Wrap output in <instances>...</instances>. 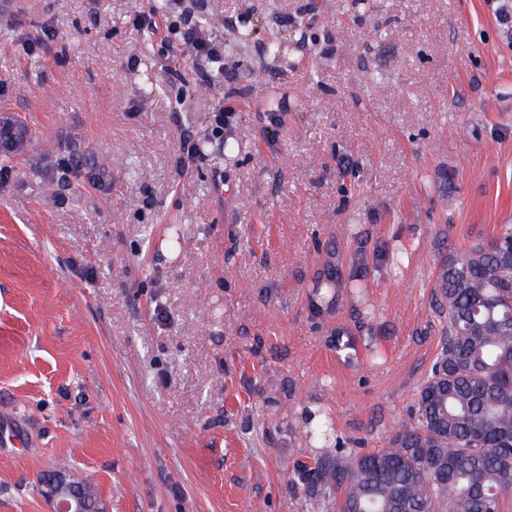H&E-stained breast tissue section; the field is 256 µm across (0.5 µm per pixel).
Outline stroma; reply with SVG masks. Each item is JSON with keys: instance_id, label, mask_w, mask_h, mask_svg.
Here are the masks:
<instances>
[{"instance_id": "35a3bbf8", "label": "stroma", "mask_w": 512, "mask_h": 512, "mask_svg": "<svg viewBox=\"0 0 512 512\" xmlns=\"http://www.w3.org/2000/svg\"><path fill=\"white\" fill-rule=\"evenodd\" d=\"M201 3L225 40L258 23L222 140L134 30L147 0H37L0 35V111L31 135L0 159V433L25 442L0 445V512H52L60 462L105 512H313L302 409L382 447L446 339L442 260L512 224V0ZM181 141L183 152L177 160V168L179 171H184L204 160V155L195 142L193 133L189 128L181 130Z\"/></svg>"}]
</instances>
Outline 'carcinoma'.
<instances>
[{"label": "carcinoma", "instance_id": "obj_1", "mask_svg": "<svg viewBox=\"0 0 512 512\" xmlns=\"http://www.w3.org/2000/svg\"><path fill=\"white\" fill-rule=\"evenodd\" d=\"M511 224L448 255L439 268L447 339L420 386L410 419L370 451L338 447L296 469L312 507L336 512H501L512 497ZM83 512H103L97 492L57 477Z\"/></svg>", "mask_w": 512, "mask_h": 512}]
</instances>
